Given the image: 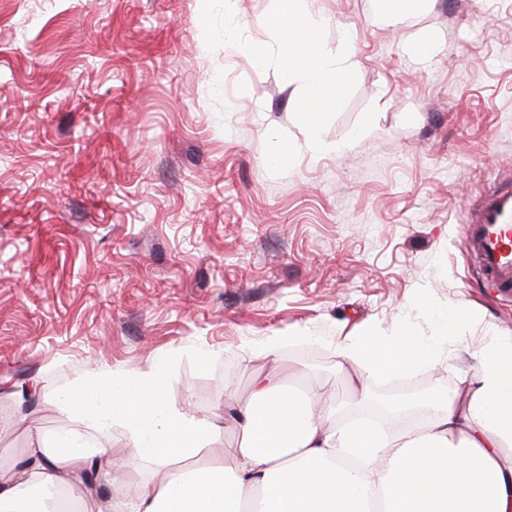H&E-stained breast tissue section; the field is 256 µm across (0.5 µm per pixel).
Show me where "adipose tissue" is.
<instances>
[{
    "label": "adipose tissue",
    "instance_id": "obj_1",
    "mask_svg": "<svg viewBox=\"0 0 512 512\" xmlns=\"http://www.w3.org/2000/svg\"><path fill=\"white\" fill-rule=\"evenodd\" d=\"M339 364L395 376L433 364L438 351L409 326L386 342L373 329L337 344ZM473 381L427 396L433 422L400 434L323 427L312 397L271 377L259 379L236 418L241 444L232 467L171 475L143 487L132 512H512V344L488 340ZM160 366L100 374L58 397L103 425H121L140 454L156 460L194 455L216 424L167 406ZM24 480L0 472V512H48L30 488L64 487L84 461L71 444L30 450Z\"/></svg>",
    "mask_w": 512,
    "mask_h": 512
}]
</instances>
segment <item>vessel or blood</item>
Returning <instances> with one entry per match:
<instances>
[{
	"label": "vessel or blood",
	"instance_id": "vessel-or-blood-1",
	"mask_svg": "<svg viewBox=\"0 0 512 512\" xmlns=\"http://www.w3.org/2000/svg\"><path fill=\"white\" fill-rule=\"evenodd\" d=\"M470 247L480 272L512 297V183L490 192L471 224Z\"/></svg>",
	"mask_w": 512,
	"mask_h": 512
}]
</instances>
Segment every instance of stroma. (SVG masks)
Wrapping results in <instances>:
<instances>
[{"mask_svg":"<svg viewBox=\"0 0 512 512\" xmlns=\"http://www.w3.org/2000/svg\"><path fill=\"white\" fill-rule=\"evenodd\" d=\"M269 45L272 0H231ZM357 83L325 129L331 150L280 175L265 141L303 140L299 96L245 50L209 51L202 0H0V470L35 437L106 448L80 498L124 512L167 469L232 466L231 410L256 377L303 383L336 411L384 378L338 366L336 345L413 327L442 355L401 375L430 392L473 380L488 334L512 339V301L480 279L468 220L512 174V0H307ZM432 38L430 60L407 44ZM465 313L437 334L428 309ZM278 345L266 355L270 340ZM163 361L166 403L220 431L190 459L125 465L123 428L57 405L100 371Z\"/></svg>","mask_w":512,"mask_h":512,"instance_id":"obj_1","label":"stroma"}]
</instances>
